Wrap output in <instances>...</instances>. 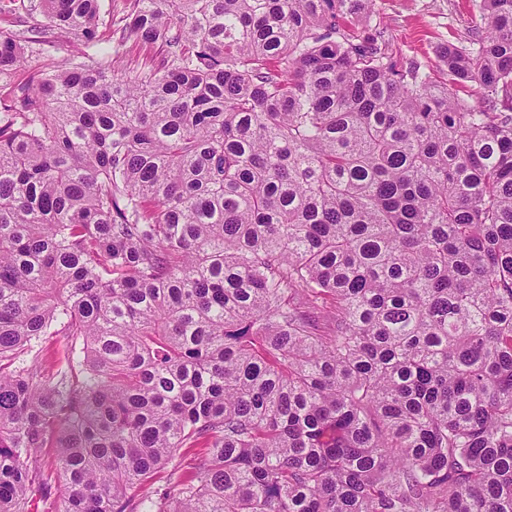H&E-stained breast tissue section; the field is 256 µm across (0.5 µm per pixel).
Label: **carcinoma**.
<instances>
[{
    "mask_svg": "<svg viewBox=\"0 0 512 512\" xmlns=\"http://www.w3.org/2000/svg\"><path fill=\"white\" fill-rule=\"evenodd\" d=\"M124 2L0 38V512H512V0L442 81L370 0ZM76 49V41L72 36L61 38L52 48L39 56L28 57L26 64L17 72L15 80L22 81L29 72L34 70L52 71ZM112 58L114 61L112 65L116 71L145 76L157 67L160 55L157 48L149 50L140 45L128 43L120 49L118 57L112 53ZM195 452L198 451H191L189 453L181 452L180 456L169 464L168 468L161 473L160 478L157 479L148 491L151 492L155 489H166L174 486L175 482L180 479L188 466L192 463L198 462L196 459L201 455H195L194 457L193 453Z\"/></svg>",
    "mask_w": 512,
    "mask_h": 512,
    "instance_id": "cac0c4a2",
    "label": "carcinoma"
}]
</instances>
